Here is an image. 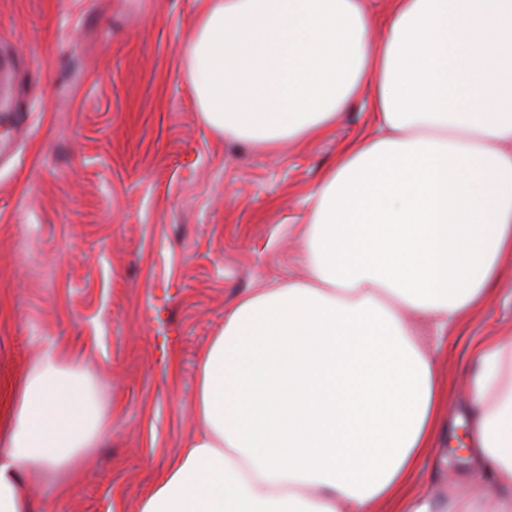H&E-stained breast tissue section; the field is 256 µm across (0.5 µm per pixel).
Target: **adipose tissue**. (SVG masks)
<instances>
[{"instance_id": "1", "label": "adipose tissue", "mask_w": 512, "mask_h": 512, "mask_svg": "<svg viewBox=\"0 0 512 512\" xmlns=\"http://www.w3.org/2000/svg\"><path fill=\"white\" fill-rule=\"evenodd\" d=\"M199 0L185 53L206 124L270 151L369 93L373 132L308 198L306 274L241 295L198 369L197 430L139 512H512V333L465 377L480 494L404 498L442 434L435 355L512 257V0ZM112 424L82 360L45 348L0 434V512L70 485Z\"/></svg>"}]
</instances>
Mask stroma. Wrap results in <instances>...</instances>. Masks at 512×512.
I'll use <instances>...</instances> for the list:
<instances>
[{
    "label": "stroma",
    "mask_w": 512,
    "mask_h": 512,
    "mask_svg": "<svg viewBox=\"0 0 512 512\" xmlns=\"http://www.w3.org/2000/svg\"><path fill=\"white\" fill-rule=\"evenodd\" d=\"M197 0H0V416L45 347L82 355L112 403L102 448L45 512H137L194 435L199 361L237 297L301 275L307 197L370 134L365 99L323 139L267 153L211 130L182 58ZM512 330V258L449 331L440 453L465 448L468 350ZM179 374L171 376V360Z\"/></svg>",
    "instance_id": "35a3bbf8"
}]
</instances>
